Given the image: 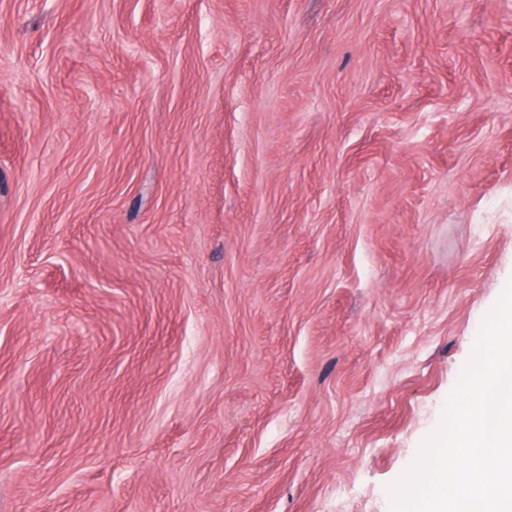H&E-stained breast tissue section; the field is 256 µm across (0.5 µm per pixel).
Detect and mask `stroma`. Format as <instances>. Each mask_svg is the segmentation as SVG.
Masks as SVG:
<instances>
[{
  "label": "stroma",
  "instance_id": "1",
  "mask_svg": "<svg viewBox=\"0 0 512 512\" xmlns=\"http://www.w3.org/2000/svg\"><path fill=\"white\" fill-rule=\"evenodd\" d=\"M512 282V0H0V512H390Z\"/></svg>",
  "mask_w": 512,
  "mask_h": 512
}]
</instances>
